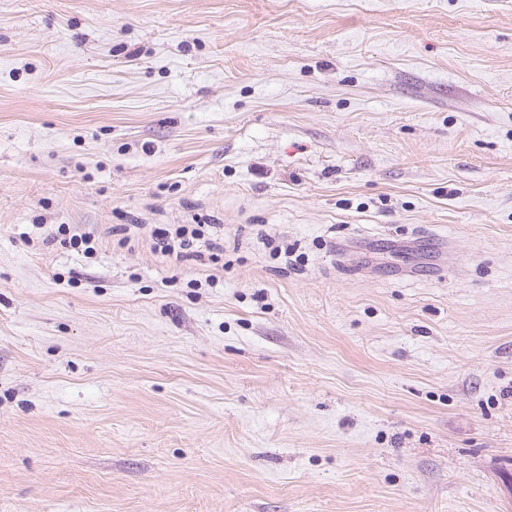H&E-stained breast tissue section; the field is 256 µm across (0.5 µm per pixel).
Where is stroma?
Instances as JSON below:
<instances>
[{"mask_svg":"<svg viewBox=\"0 0 512 512\" xmlns=\"http://www.w3.org/2000/svg\"><path fill=\"white\" fill-rule=\"evenodd\" d=\"M0 512H512V0H0ZM70 231L69 224L58 225L57 230L52 232V235H50V238L46 240V243L58 241L62 236L59 240L60 244H66L69 242V245L71 246L81 247L82 252L86 255H91L95 251V235L92 231L83 232L79 236L74 234L67 239L66 236L70 235ZM152 240L155 253H160L168 259H175L177 262L188 258L204 261L207 253L208 261L216 263L219 256L224 253L221 238L205 236L204 231L196 227L189 230L181 226L174 232L158 227L152 233Z\"/></svg>","mask_w":512,"mask_h":512,"instance_id":"35a3bbf8","label":"stroma"}]
</instances>
